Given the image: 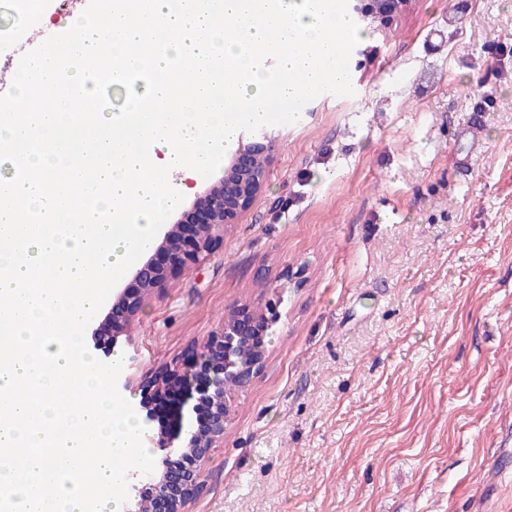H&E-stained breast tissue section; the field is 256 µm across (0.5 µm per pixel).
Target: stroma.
I'll list each match as a JSON object with an SVG mask.
<instances>
[{
    "label": "stroma",
    "instance_id": "stroma-1",
    "mask_svg": "<svg viewBox=\"0 0 512 512\" xmlns=\"http://www.w3.org/2000/svg\"><path fill=\"white\" fill-rule=\"evenodd\" d=\"M349 71L267 127L251 208L145 300L135 376L278 302L188 512H512V0H412Z\"/></svg>",
    "mask_w": 512,
    "mask_h": 512
}]
</instances>
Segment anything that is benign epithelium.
<instances>
[{
    "label": "benign epithelium",
    "instance_id": "obj_1",
    "mask_svg": "<svg viewBox=\"0 0 512 512\" xmlns=\"http://www.w3.org/2000/svg\"><path fill=\"white\" fill-rule=\"evenodd\" d=\"M409 0H356L352 9L361 20L378 27L390 25ZM271 141L254 137L224 161V175L196 194L190 208L170 225L151 256L140 262L131 281L112 301L94 347L110 354L120 338L130 341V329L145 299L162 293L171 279L195 265L224 243V231L238 223L266 183ZM278 321L273 304H241L224 315L219 328L202 348L193 352L184 370L165 368L145 385L139 402L146 416L152 403L165 396L170 380L180 379V430L172 434L159 427L149 435L153 447L165 452L163 465L150 474H128L131 496L123 512H187L200 488L201 468L211 449L224 442L232 411V393L244 389L260 372L272 328ZM209 415L200 419V406Z\"/></svg>",
    "mask_w": 512,
    "mask_h": 512
}]
</instances>
